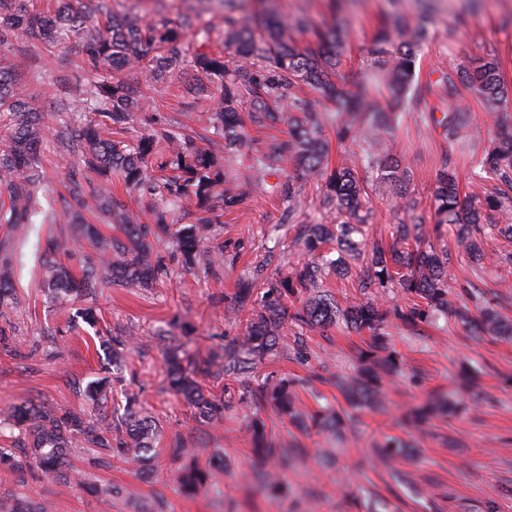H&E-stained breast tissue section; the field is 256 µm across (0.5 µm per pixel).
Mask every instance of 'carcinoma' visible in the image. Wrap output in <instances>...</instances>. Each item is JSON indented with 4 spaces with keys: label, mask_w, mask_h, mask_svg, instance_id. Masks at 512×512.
I'll return each instance as SVG.
<instances>
[{
    "label": "carcinoma",
    "mask_w": 512,
    "mask_h": 512,
    "mask_svg": "<svg viewBox=\"0 0 512 512\" xmlns=\"http://www.w3.org/2000/svg\"><path fill=\"white\" fill-rule=\"evenodd\" d=\"M224 2V46L235 60L224 61L208 50L211 31L181 16L174 24L158 26L111 10L109 0H61L55 16L31 11L32 0H0V47L11 43L23 30L46 47L59 50L71 39L80 42L86 54L88 88L80 108L94 114L93 123L75 136V148L84 163V181L70 180V197L89 212L116 224L122 237H104L92 224L83 225V236L93 247L75 276L47 258L42 287L51 298L64 304L74 297L92 295L112 285L147 287L168 274L163 259H149L150 238L170 237L177 261L193 270L206 256L215 265L224 264V245L215 238V227L224 223V213L244 202L253 184L266 183V176L284 173L288 181L276 183L272 192L296 201L307 181L320 182L323 201L336 212L333 224L303 225V247L310 262L263 279L261 290L244 283L235 295L232 310L250 306L242 340L224 347L200 365L178 344L166 353L171 388L193 408L197 421L221 420L233 401L205 389L197 374L217 367L224 373L240 374L254 361L275 351L285 325L323 330L343 321L357 333L367 332L371 343L359 351L353 373L336 380V386L354 408L377 403L383 380L400 367L399 354L383 340L384 328L393 322L415 333L434 317L451 318L471 335L498 336L512 340V320L501 315L496 299L465 278L450 284L448 271L454 256L446 246H412L409 239L419 218L397 225L391 244L367 243L369 203L373 191L384 188L406 194L411 180L409 167L393 153L389 137L401 112H422L442 128L447 142L434 178L431 223L437 238L449 227L457 246L479 266L494 263L484 250L487 237L512 241V121L505 109L512 102V86L504 81L499 61L484 57L472 67L463 66L439 79V95L448 98V111L436 118L429 108L431 85L415 82L417 48L427 35V21L412 23L404 17L386 16L378 30L364 79L352 86L339 80L336 48L344 24L336 4L330 18L316 21L308 13L283 17L268 5L270 0H222ZM194 31L198 49L194 57L197 82L185 87L186 94L200 102L208 100L212 127L224 144L207 137L193 141L165 128H152L133 141L115 140L112 133L125 131L141 110L138 92L112 73L138 68L150 83L171 82L184 62L183 32ZM309 33L316 47H299L292 33ZM482 102L492 118L491 144L481 152L471 123V110L461 103L460 88ZM334 103L339 109L336 142L361 148L360 164L348 154L331 164L318 104ZM40 102L25 81L8 67H0V124L7 139L0 142V202L8 203L13 224H24L40 205L39 192L46 180L37 152L42 129ZM275 120L288 122V137L272 143L266 153L250 150V128L265 127ZM469 159L470 178L492 187L476 201L460 198L449 167L456 155ZM160 160L163 175L149 172L151 158ZM122 182L126 190L143 202L153 223L143 224L112 206L109 185ZM195 207L194 223L178 224L177 209ZM365 257L361 288L363 296L341 307L336 298L319 291L329 272L351 273V261ZM458 289L464 303L454 306L448 288ZM12 272L0 264V308L14 303ZM397 288L409 303L384 306L382 295ZM109 380L100 378L87 386V397L96 406L107 401ZM238 403L250 408L266 405L301 429L312 425L331 435L353 426L354 417L332 405L307 413L290 382L273 375L254 388H245ZM137 398L126 395L120 419L101 416L91 421L73 412L58 413L41 407H18L12 413L25 427L24 454L50 465L55 472L65 464L72 435L81 434L94 448H111L120 456L149 458L158 436L156 421L139 414ZM459 406L454 397L437 392L407 416L423 424L438 415H450ZM253 451L274 460L293 447L267 433L265 424L251 426ZM409 445L388 436L376 446L379 460L403 456ZM210 470L190 462L181 472V488L193 494L204 487Z\"/></svg>",
    "instance_id": "1"
}]
</instances>
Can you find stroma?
I'll return each instance as SVG.
<instances>
[{"label":"stroma","mask_w":512,"mask_h":512,"mask_svg":"<svg viewBox=\"0 0 512 512\" xmlns=\"http://www.w3.org/2000/svg\"><path fill=\"white\" fill-rule=\"evenodd\" d=\"M196 0H112L113 9L137 14L161 25L176 18ZM346 26V54L341 72L346 81L361 78L372 41L385 13L396 11L410 20L429 16V36L420 46L417 77L436 81L442 72L478 58L497 57L512 82V0H341ZM70 65L56 59L36 40H14L0 62L27 80L43 106L45 131L38 152L47 175L40 195L41 211L29 223H9L0 210V243L10 248L13 279L19 302L0 311V447L11 449L15 465H0V512H11L21 500L53 504L58 512H512V343L489 336L472 339L459 325L437 318L411 335L388 324V340L403 363L384 386V406L356 413L354 431L329 442L325 433L309 429L297 433L294 425L271 409L235 407L222 421H195L185 400L173 394L163 367L166 335H175L184 350L202 360L239 339L245 317L231 314L229 297L240 278L251 275L262 262L270 268L292 270L307 256L294 242L299 222L327 224L334 212L322 205L316 182H309L297 200L296 212L288 203L254 186L244 203L225 214L216 237L224 246V266L184 272L173 258V247L156 244L167 278L150 288L115 285L95 297L69 302L67 308L40 288L42 261L47 253L79 272L91 249L80 242L64 215L61 196L69 169H81L70 154L67 138L86 125L89 115L69 110L87 86L80 45L64 50ZM127 85L146 92L149 103L138 115V127L201 129L207 116L193 99L184 97L182 83L196 79L192 60H185L179 80L148 85L140 71L119 73ZM396 154L412 171L408 199L413 211L391 193L373 196L369 238L390 240L394 224L409 215L424 217V236H431L428 221L435 171L445 141L441 128L408 115L391 137ZM279 225L277 237L267 230ZM95 309L98 321L90 325L80 310ZM123 342L124 359L119 380L112 383L111 402L125 393L136 394L143 414L159 426L156 450L149 465L134 458H118L110 451L75 440L67 456V480L47 474L25 459L24 432L10 411L31 403L48 409L73 410L94 419L96 411L84 396L90 381L112 369L107 341ZM369 338L337 326L327 333L307 332L295 340L285 328L273 354L258 359L253 370L236 376L216 375L206 384L214 390L239 391L257 385L267 374L293 380L309 410L342 405L336 378L352 372L357 350ZM481 373V388L470 398L465 413L434 419L422 426L408 422L405 413L421 405L434 390L457 388L462 369ZM284 440L298 438L302 451L284 463H272L288 485V493L274 495L260 488L251 476L256 467L248 435L253 418ZM388 436L407 441V456L387 464L372 463V449ZM192 448L195 459L207 464L214 449L224 451L223 469L213 471L208 487L182 493L178 483L183 462L170 453L174 440Z\"/></svg>","instance_id":"1"}]
</instances>
